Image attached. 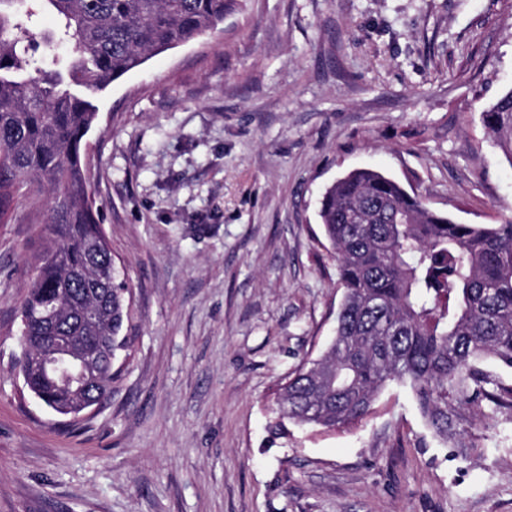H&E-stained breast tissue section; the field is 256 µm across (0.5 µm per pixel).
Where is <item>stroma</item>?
<instances>
[{
  "instance_id": "stroma-1",
  "label": "stroma",
  "mask_w": 512,
  "mask_h": 512,
  "mask_svg": "<svg viewBox=\"0 0 512 512\" xmlns=\"http://www.w3.org/2000/svg\"><path fill=\"white\" fill-rule=\"evenodd\" d=\"M512 88V0H242L97 100L90 181L133 291L111 398L58 424L18 372L38 241L0 224V512H512V419L443 444L409 387L351 429L268 430L342 301L325 189L386 172L462 224L512 216L480 112Z\"/></svg>"
}]
</instances>
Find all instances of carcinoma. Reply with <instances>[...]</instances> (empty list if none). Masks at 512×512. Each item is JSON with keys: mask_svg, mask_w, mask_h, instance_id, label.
Segmentation results:
<instances>
[{"mask_svg": "<svg viewBox=\"0 0 512 512\" xmlns=\"http://www.w3.org/2000/svg\"><path fill=\"white\" fill-rule=\"evenodd\" d=\"M239 0H0V223L24 187L40 226L35 274L19 306L28 390L68 411L76 386L47 371L40 355L59 330L128 351L127 278L114 267L87 179L88 137L98 113L62 88L75 74L104 91L150 58L220 31ZM59 21L39 43L29 24L42 9ZM64 42L31 68L29 51ZM512 163V89L481 111ZM334 250L343 300L336 331L316 359L281 383L272 430H334L358 424L379 393L407 384L443 441L470 424L465 409L512 413V384L489 367L512 369V218L459 224L427 207L376 169H355L324 192L319 210ZM104 367L97 389L112 396Z\"/></svg>", "mask_w": 512, "mask_h": 512, "instance_id": "cac0c4a2", "label": "carcinoma"}]
</instances>
